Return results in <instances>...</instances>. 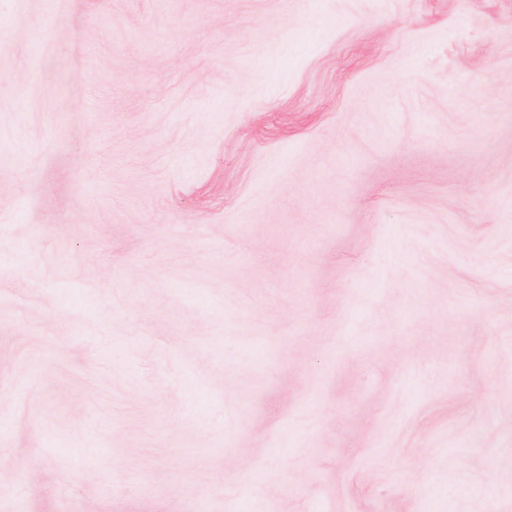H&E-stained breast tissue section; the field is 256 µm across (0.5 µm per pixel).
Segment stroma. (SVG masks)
Listing matches in <instances>:
<instances>
[{
  "label": "stroma",
  "mask_w": 512,
  "mask_h": 512,
  "mask_svg": "<svg viewBox=\"0 0 512 512\" xmlns=\"http://www.w3.org/2000/svg\"><path fill=\"white\" fill-rule=\"evenodd\" d=\"M0 512H512V0H0Z\"/></svg>",
  "instance_id": "stroma-1"
}]
</instances>
